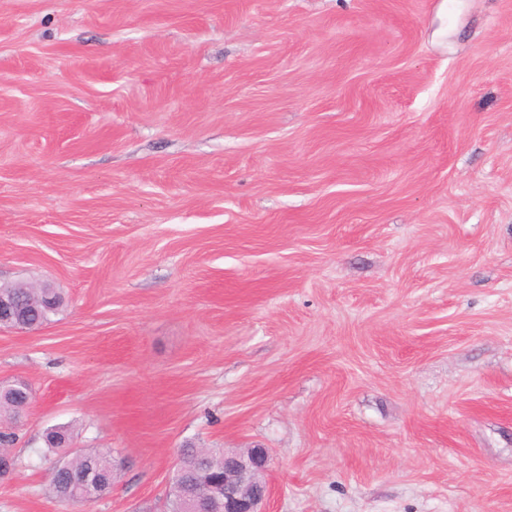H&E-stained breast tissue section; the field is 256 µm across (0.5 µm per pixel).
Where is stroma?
<instances>
[{
  "instance_id": "stroma-1",
  "label": "stroma",
  "mask_w": 512,
  "mask_h": 512,
  "mask_svg": "<svg viewBox=\"0 0 512 512\" xmlns=\"http://www.w3.org/2000/svg\"><path fill=\"white\" fill-rule=\"evenodd\" d=\"M0 512L263 448L266 512H512V0H0ZM18 288L12 289V293H6L2 289L0 291V326H8L10 328H19L20 330H31L50 321L51 315H54L62 305V297L55 288H22L24 285H15ZM44 291H49L56 297V303L52 297H45V306L53 305L51 309H46L39 300ZM15 296L21 300L15 298ZM31 321H37L35 326L22 327L27 319L28 310ZM59 435L70 440V434L64 427L46 435V442L51 446L62 444L61 448L52 449L64 451V456L56 462L59 466L51 471L49 492L52 496L67 503L85 505L109 492L116 472L112 457L100 452L69 457L65 450L70 448V442L61 443Z\"/></svg>"
}]
</instances>
